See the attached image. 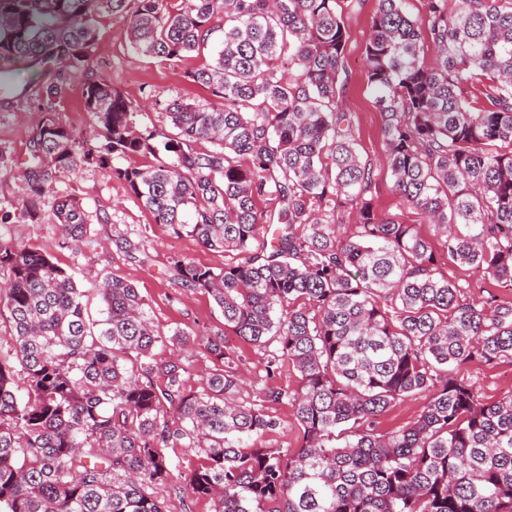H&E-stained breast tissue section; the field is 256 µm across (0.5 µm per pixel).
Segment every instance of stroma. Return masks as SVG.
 I'll return each mask as SVG.
<instances>
[{"mask_svg":"<svg viewBox=\"0 0 512 512\" xmlns=\"http://www.w3.org/2000/svg\"><path fill=\"white\" fill-rule=\"evenodd\" d=\"M375 8L376 0H336V12L343 21L347 37L341 106L352 114L361 160L373 169L370 196L375 213L381 219L413 225L429 241L440 272L448 281L463 286L467 297L478 300L492 293L497 295L499 303L512 305V286L502 284L481 268L451 261L444 249L443 237L436 233L428 218L405 203L395 191L393 177L384 164L383 119L368 83L364 53ZM97 27L99 38L94 50L95 70L124 95L142 105L143 123L168 127L167 118L157 107L161 100L182 97L201 104L210 102V95L185 80L180 68L134 51L127 38L128 23L124 16L102 12L97 19ZM51 78L61 88L53 100L56 118L64 125L85 130L91 123V117L83 110L79 80L69 76L60 65L54 67ZM40 107L38 96L31 92L7 97L0 95L1 153L15 161H23L27 154L28 136L42 117ZM64 188L75 192L86 210L93 212L101 208L108 211L110 223L91 225L81 241L67 244L57 224L14 216L9 223H0V236L46 251L54 263L73 272L91 316H98L102 307L96 281L99 271L108 270L132 283L145 300L157 330L164 337L163 343L153 349L155 359L161 363L181 359L188 371L187 386L191 390L204 388L216 362L203 348L171 343L169 337L177 328L196 334L223 335L226 345L238 355L239 368L246 379L239 394L240 400L255 401L253 383L258 379L269 387L297 388L299 375L296 371L286 367L274 376H266L263 351L225 328L224 317L211 296L203 291L182 288L167 272L170 263L179 258L219 268L237 262L235 252L206 249L192 237L175 235L154 224L151 214L130 197L122 183L108 179L96 167L84 168L76 177L66 181ZM120 236L134 241L144 240L145 260L130 258L119 251L114 240ZM467 372L484 400L496 402L512 397L511 361H502L491 368L471 364ZM265 411L277 419L278 426L256 438L255 447H299L303 432L292 406L269 404Z\"/></svg>","mask_w":512,"mask_h":512,"instance_id":"35a3bbf8","label":"stroma"}]
</instances>
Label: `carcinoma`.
Here are the masks:
<instances>
[{"label": "carcinoma", "mask_w": 512, "mask_h": 512, "mask_svg": "<svg viewBox=\"0 0 512 512\" xmlns=\"http://www.w3.org/2000/svg\"><path fill=\"white\" fill-rule=\"evenodd\" d=\"M377 0L365 45L384 118L385 163L400 197L445 237L448 258L512 285V8L496 0ZM129 14L144 56L179 63L210 93L170 98L174 135L140 121L142 106L93 68L100 12ZM346 31L336 0H0V58L39 76L64 63L81 79L89 134L62 125L54 83L35 90L13 209L44 213L80 240L109 214L87 211L58 184L95 165L175 235L239 260L214 269L181 258L182 287L211 295L224 326L287 363L294 391L244 404L233 350L176 330L169 341L220 360L206 387H186L178 359L152 354L164 337L132 284L101 273L102 318L86 316L73 274L25 244L0 239V317L24 372L0 359V512H167L152 489L177 466L167 449L197 448L179 475L212 512H512V397L481 399L463 368L512 359V306L476 301L438 276L411 224L380 221L372 171L340 107ZM436 52L434 64L425 50ZM487 81L473 108L461 85ZM152 158L123 168L120 158ZM272 201L275 208L260 204ZM357 231L341 234L342 208ZM24 395H19V392ZM420 395L419 416L393 431L378 419ZM291 404L298 448H254L278 426L264 403Z\"/></svg>", "instance_id": "cac0c4a2"}]
</instances>
